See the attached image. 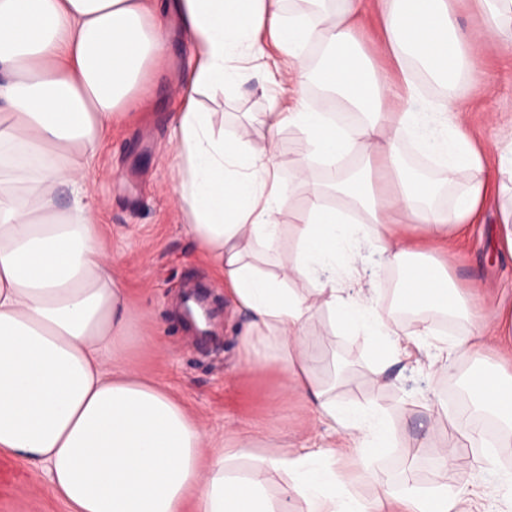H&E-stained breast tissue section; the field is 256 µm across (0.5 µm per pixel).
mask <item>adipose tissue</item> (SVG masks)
Returning <instances> with one entry per match:
<instances>
[{
	"mask_svg": "<svg viewBox=\"0 0 512 512\" xmlns=\"http://www.w3.org/2000/svg\"><path fill=\"white\" fill-rule=\"evenodd\" d=\"M282 0H0V452L37 467L69 512H473L472 492L405 485L365 505L336 472V447L359 473L394 433L377 400L346 403L315 366L311 312L326 311L332 335L372 338L377 388L394 360L426 355L443 374L453 351L481 355L487 343L512 354L499 335L504 315L489 309L477 331L425 347L430 325L405 331L366 281L364 245L377 237L381 265L403 275L400 302L416 312L457 316L466 310L447 276L415 261L417 238L444 244L476 223L491 192L483 155L463 129L454 99H427L420 73L446 81L477 79L472 42L512 53V0H478L480 29L460 27L448 0H336L317 17L285 14ZM380 16L379 52L399 71L393 80L360 49L354 25L366 9ZM187 35L193 67L173 117L178 159L173 191L195 244L224 279L242 324L238 357L245 368L276 365L324 436L300 445L262 444L263 428L239 430L237 444L204 450L205 434L162 384L124 363L134 322L125 279L97 230L99 203L87 189L113 122L122 120L148 66L168 49V17ZM276 45L275 72L296 74L291 98L275 96L256 116L268 138L252 144V127L228 132L196 93L235 89L263 38ZM322 46L321 63L309 62ZM344 100L360 120L339 123L335 103L311 108L308 86ZM399 106L384 109L389 98ZM255 124V125H256ZM296 128L307 143L295 164L299 182L311 166L330 178L313 188L294 251L280 250V216L288 196L279 175L280 134ZM415 145L439 168L440 181L409 172L400 147ZM365 167L347 176L345 159ZM470 172L459 185L461 172ZM449 187L447 207L435 206ZM343 198L328 205V192ZM69 203H62V195ZM418 237L408 236V229ZM278 252L277 272L252 261L255 248ZM476 412L497 419L512 444V374L474 371ZM249 460L247 471L229 463ZM289 482L271 499V475Z\"/></svg>",
	"mask_w": 512,
	"mask_h": 512,
	"instance_id": "adipose-tissue-1",
	"label": "adipose tissue"
}]
</instances>
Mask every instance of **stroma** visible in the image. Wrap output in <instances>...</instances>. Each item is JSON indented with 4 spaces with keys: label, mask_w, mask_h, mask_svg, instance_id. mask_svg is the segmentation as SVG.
<instances>
[{
    "label": "stroma",
    "mask_w": 512,
    "mask_h": 512,
    "mask_svg": "<svg viewBox=\"0 0 512 512\" xmlns=\"http://www.w3.org/2000/svg\"><path fill=\"white\" fill-rule=\"evenodd\" d=\"M171 42L166 59L149 71L137 93L138 102L122 122L113 124L91 177V192L102 208L99 232L120 270L129 281L128 304L134 335L126 363L136 374L158 380L181 398L207 436L223 439L233 447L238 430L253 422H266L268 439L295 445L314 436L318 423L301 399L285 397V380L272 370L247 373L235 368L232 325L235 315L224 298V282L207 258L194 247L173 192L176 166L171 115L181 102L190 53L177 22H170ZM471 54L484 62L485 74L475 83L421 77L419 84L430 98L454 97L463 104L464 126L475 145L497 158V146L512 133V55L481 43ZM272 92L263 72H256L236 90L199 95L201 105L224 115V127L237 129L249 117L268 111ZM278 158L281 176L289 188L280 217L282 244L295 238V226L307 210L308 188L325 182L324 171L311 167L307 185L294 177V162L305 151V142L293 129L284 130ZM503 200L491 197L480 223L471 225L466 237L447 246L424 243L428 254H447V272L467 307L475 312L494 304L512 305V252L493 238ZM478 296H470L471 284ZM212 292L217 312L215 336L202 341L178 316L182 294L192 286ZM324 312H314L309 334L321 337V351L335 358V371L323 377L336 386V397L363 402L377 397L396 431L392 447L376 452L370 474L354 479L352 492L371 503L378 491L399 494L400 475L413 467L416 485L424 491L445 486L457 490L480 488V512H506L495 492V479L473 466L487 451L485 442L462 437L455 425L467 401V379L475 370L472 357L457 354L451 373L433 376L415 364H392L384 391H376L371 373V342L364 336L324 338ZM446 406V414L430 416L428 404ZM457 446L452 470H438L433 460L444 442ZM418 443L416 457H408L406 443ZM0 512H68L43 476L23 459L0 453Z\"/></svg>",
    "instance_id": "obj_1"
}]
</instances>
